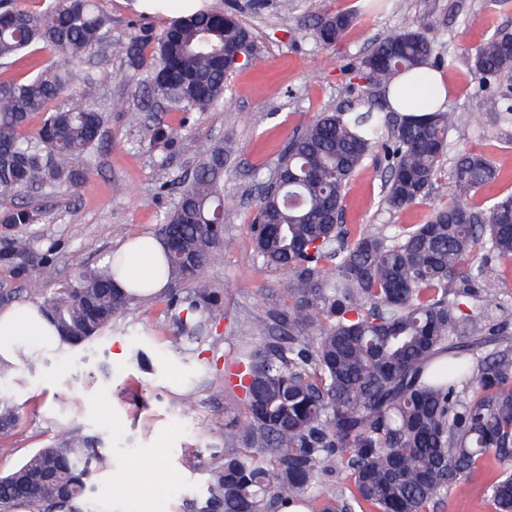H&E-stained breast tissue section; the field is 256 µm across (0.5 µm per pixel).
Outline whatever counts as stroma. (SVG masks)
Instances as JSON below:
<instances>
[{
	"instance_id": "obj_1",
	"label": "stroma",
	"mask_w": 512,
	"mask_h": 512,
	"mask_svg": "<svg viewBox=\"0 0 512 512\" xmlns=\"http://www.w3.org/2000/svg\"><path fill=\"white\" fill-rule=\"evenodd\" d=\"M310 0H294L282 12L279 0H99L112 18L113 39L155 34L165 21L202 6L235 5L250 30L255 55L227 79L223 106L209 112H169L165 120L192 138L197 153L175 141L155 142V114L145 74H132L113 59L112 80L99 106L106 114L98 150L74 162L76 184L25 187L0 196V207L26 205L44 212L38 224L0 228V306L18 299L45 301L75 284L83 271L103 265L126 239L157 233L160 216L173 207L182 182L192 178L201 156L224 148V242L218 261L205 276L222 304L212 324L193 336L180 334L167 310L166 295L134 301L97 339L54 352L36 350L18 365L4 391L19 415L18 425L0 436V474H6L71 427L102 436L106 460L95 476L96 502L108 512H181L200 492L208 470L224 458L225 434L241 420L244 406L224 378L239 357L236 338L256 320L283 329L271 318L286 296L278 273L255 251L249 225L256 211L257 175H270L289 140L318 113L357 104L370 88L361 63L373 46L407 23L423 24L437 56L454 58L444 69L448 98L482 124L465 122L448 132L449 150L481 149L496 162L501 177L483 188L482 201L512 191V126L489 121L492 93H478L468 57L501 30L512 31V7L493 0H402V9H365L362 0H322L324 10L353 11L356 19L342 41L326 46L315 40ZM385 161L374 152L351 180L344 200V222L352 227L422 224L431 207L448 199V180L439 178L431 201L392 213L381 204ZM28 244L26 264L5 260L15 240ZM49 259L51 280L40 281L39 263ZM198 449L201 459L184 451ZM512 460L483 456L463 493H449L433 512H495L489 487ZM332 493L352 512H376L362 500L344 459L322 473L306 495L310 512H320Z\"/></svg>"
}]
</instances>
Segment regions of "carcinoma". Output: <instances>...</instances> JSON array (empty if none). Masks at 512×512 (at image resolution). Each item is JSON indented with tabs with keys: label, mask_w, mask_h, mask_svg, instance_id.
<instances>
[{
	"label": "carcinoma",
	"mask_w": 512,
	"mask_h": 512,
	"mask_svg": "<svg viewBox=\"0 0 512 512\" xmlns=\"http://www.w3.org/2000/svg\"><path fill=\"white\" fill-rule=\"evenodd\" d=\"M317 39L341 41L354 14L327 13L312 0ZM40 46L80 65L97 55L120 58L146 73L163 112H208L224 103L227 74L248 30L231 11L201 9L170 20L160 33L112 40V20L97 0H49L41 12L0 2V61ZM435 46L421 26L406 25L380 40L361 62L369 84L436 67ZM480 89L492 82L497 123L512 124V39L500 31L470 58ZM112 73L102 69L72 88L66 68H47L21 80H0V194L69 179V165L96 145L106 119L100 91ZM421 116L362 100L347 110L319 113L288 143L277 179L256 174L260 194L250 229L264 261L280 271L288 304L278 315L288 336L266 339L255 323L240 337L243 358L233 372L245 390L244 422L229 438L224 462L209 469L190 512H269L300 497L342 455L360 496L377 512H429L462 491L477 461L493 452L512 459V346L484 294L503 283L512 262V193L489 205L476 194L496 182L494 162L462 148L448 166V201L424 224L369 230L343 224L345 191L364 160L383 147L387 162L382 204L399 212L424 203L448 151V131L472 114L429 102ZM47 113L34 135L28 117ZM224 149L200 161L183 184L160 231H175L195 260L188 270L166 257L174 282H192L187 295L167 299L177 329L190 336L213 321L219 295L203 278L223 244ZM39 212L16 206L0 224H37ZM114 269L84 273L44 303L67 336L81 346L112 326L133 299L112 291ZM475 389L465 397V390ZM97 436L74 428L0 476V512L24 504L29 512H87L94 473L104 461ZM496 512H512V473L491 485Z\"/></svg>",
	"instance_id": "cac0c4a2"
}]
</instances>
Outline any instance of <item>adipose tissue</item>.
I'll return each instance as SVG.
<instances>
[{"label":"adipose tissue","mask_w":512,"mask_h":512,"mask_svg":"<svg viewBox=\"0 0 512 512\" xmlns=\"http://www.w3.org/2000/svg\"><path fill=\"white\" fill-rule=\"evenodd\" d=\"M161 238L145 234L125 242L111 259L117 262L116 282L136 297H148L163 291L168 281L163 275ZM33 336L38 346L53 345L58 332L41 304L14 302L0 308V359L15 361L14 346L20 337Z\"/></svg>","instance_id":"adipose-tissue-1"}]
</instances>
